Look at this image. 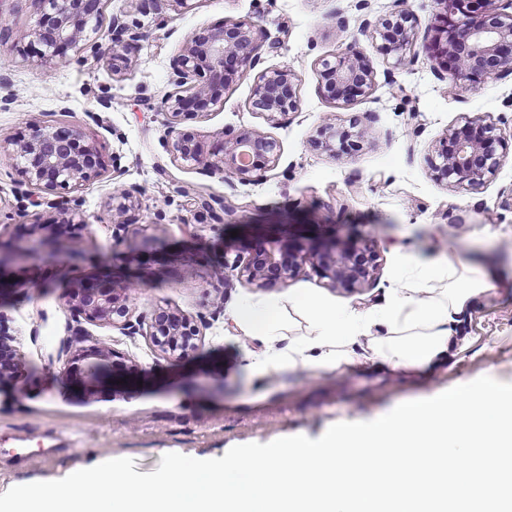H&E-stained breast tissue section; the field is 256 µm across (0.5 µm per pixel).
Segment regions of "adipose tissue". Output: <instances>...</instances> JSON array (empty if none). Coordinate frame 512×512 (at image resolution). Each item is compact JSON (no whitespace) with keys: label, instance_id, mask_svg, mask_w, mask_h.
<instances>
[{"label":"adipose tissue","instance_id":"ef3b65f1","mask_svg":"<svg viewBox=\"0 0 512 512\" xmlns=\"http://www.w3.org/2000/svg\"><path fill=\"white\" fill-rule=\"evenodd\" d=\"M489 287V274L440 255L408 259L383 304L339 307L304 291L287 306L302 314L310 335L282 343L283 305L247 301L231 318L261 344L244 368L255 383L274 372H341L376 363L407 372L446 362L460 345L459 327L467 311Z\"/></svg>","mask_w":512,"mask_h":512}]
</instances>
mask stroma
Here are the masks:
<instances>
[{"label": "stroma", "instance_id": "35a3bbf8", "mask_svg": "<svg viewBox=\"0 0 512 512\" xmlns=\"http://www.w3.org/2000/svg\"><path fill=\"white\" fill-rule=\"evenodd\" d=\"M397 2L417 19L416 55L401 64L363 27ZM106 12L90 41L108 42L109 17L121 12L143 35L118 76L105 57L88 55L58 67L41 62L30 37L36 0H0V18L13 30L0 46V83L13 96L0 107V138L21 136L33 124L78 126L110 167L71 195L86 224L80 239L18 265L16 283L0 295L12 346L30 365L24 394L0 387V493L115 458L133 459L136 472L150 473L172 452L212 459L240 444L298 434L316 439L335 423L371 421L400 403L481 376L512 382V209L501 204L512 190V153L494 177L473 188L436 183L427 163L447 129L465 118H491L512 134V72L450 91L425 51L437 24L435 0H367L363 9L358 0H190L179 10L110 0ZM229 21L256 27V72L288 69L298 76L299 109L279 125L252 108L253 75L230 82L211 111L182 120L208 145L247 129L279 140L278 167L247 185L176 162L157 109L172 89L171 62L188 36ZM351 41L369 62L374 84L343 107L325 98L318 69ZM353 118L370 131L361 151L333 156L313 148L324 121ZM16 180L0 155V237L7 241L25 234L36 212L21 206ZM116 181L141 191L126 238L142 249L131 260L125 243L112 236L107 203ZM184 187L225 197L230 210L223 223L182 196ZM281 224L293 225L302 237L342 241L355 231L375 242L376 281L349 293L307 266L284 285L237 281L226 290L212 288L225 255L244 252ZM450 248L487 267L493 289L463 318V341L448 362L420 374L370 365L343 373L274 374L260 388L246 376L244 358L259 344L230 317L239 302H284L303 290L340 306L378 305L408 254L429 258ZM85 276L140 280L130 302L134 315L158 306L199 321L202 341L195 356L172 362L149 337L75 320L61 297L70 281ZM76 329L79 345L106 342L125 357L113 366V383L94 396L60 374L62 343Z\"/></svg>", "mask_w": 512, "mask_h": 512}]
</instances>
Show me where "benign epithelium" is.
Here are the masks:
<instances>
[{"instance_id": "1", "label": "benign epithelium", "mask_w": 512, "mask_h": 512, "mask_svg": "<svg viewBox=\"0 0 512 512\" xmlns=\"http://www.w3.org/2000/svg\"><path fill=\"white\" fill-rule=\"evenodd\" d=\"M40 15L31 31L40 46L37 54L55 64L70 61V54L90 51L95 57L109 56L112 72L121 73L118 61L140 41L138 27L122 17L113 16L111 45L87 41L86 31L98 23L107 0H35ZM442 8L441 25L428 50L439 68L446 72L449 84L475 78L498 77L512 67V0H437ZM415 18L408 10H397L378 21L374 33L385 51L397 60L406 58L414 38ZM259 44L254 27L245 23H226L221 28L204 29L193 34L172 62L174 91L163 95L158 110L165 116L167 147L182 164L206 173H223L241 183H251L280 162V142L271 135L250 130L226 139L209 149L195 133L178 128L183 113L204 111L221 103L224 86L236 76L248 75L257 60ZM323 90L331 100L346 105L366 93L373 83V71L356 45L350 43L333 62H321ZM297 75L290 70L260 73L255 80L252 106L276 125L298 110ZM369 137V130L353 121L349 126L324 123L313 146L332 154L350 155ZM512 143L498 125L482 117L466 120L457 129L447 131L431 157L432 178L440 183L463 188L479 185L499 169ZM0 154L15 165L26 195H36L34 206L57 208L48 195L59 190L77 191L98 178L104 161L82 129L33 124L19 140L0 142ZM139 189L135 186L112 187L108 207L119 218L135 207ZM73 212L55 224L59 234L73 235L83 225ZM43 223L29 225V234L16 243L0 241V279L11 266L42 258L57 245L58 239L45 236ZM309 265L334 288L358 292L375 279L378 254L373 243L352 238L344 243H307L293 239L291 225L282 224L276 235L247 255L224 259V277L219 283L231 286L230 274L259 288L285 284ZM136 290L131 281H80L63 295V306L78 317L118 328L125 336L142 333L172 361L184 360L198 348L199 330L188 317L157 307L149 314L132 318L130 296ZM11 341L8 318L0 312V382L17 380L25 368L20 359L8 357L5 347ZM115 353L104 343L82 346L64 363L63 373L76 374L91 392L112 378Z\"/></svg>"}]
</instances>
